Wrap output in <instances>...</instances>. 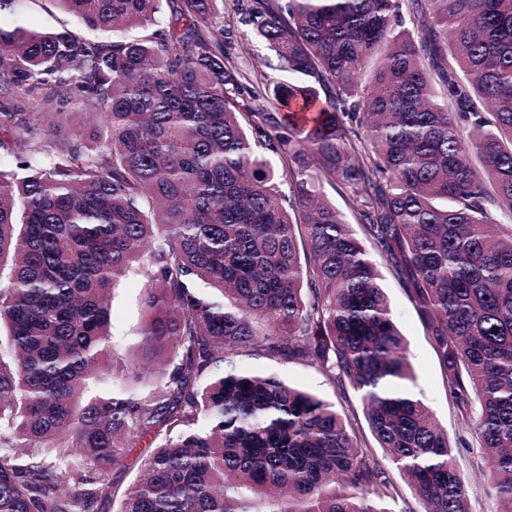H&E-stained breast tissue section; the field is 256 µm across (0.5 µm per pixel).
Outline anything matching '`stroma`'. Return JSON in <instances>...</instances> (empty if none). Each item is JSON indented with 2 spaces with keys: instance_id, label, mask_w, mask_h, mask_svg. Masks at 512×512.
<instances>
[{
  "instance_id": "stroma-1",
  "label": "stroma",
  "mask_w": 512,
  "mask_h": 512,
  "mask_svg": "<svg viewBox=\"0 0 512 512\" xmlns=\"http://www.w3.org/2000/svg\"><path fill=\"white\" fill-rule=\"evenodd\" d=\"M248 2L222 0L220 4L228 31L224 40V62L239 73L245 85L270 89L281 81L282 76L274 68L261 64L260 59L266 56L267 50L253 27L241 22L240 8ZM17 20L41 29L62 26L78 32L83 29L81 21L60 10L55 0H28ZM383 285L391 301L394 321L409 345L408 354L415 376L411 388L448 432L457 466L465 481L471 512H499L501 503L490 478L484 451L476 443L472 427L465 425L455 413L439 360L412 303L392 275H384ZM141 286L142 276L133 270L115 285L111 295L112 334L124 348L129 347L137 336L143 321ZM236 363L244 371L277 375L332 403L339 413L348 417L361 441L372 448L374 461L386 470L397 486L398 495L389 503L391 512H420L422 502L414 489L403 480L383 450L377 448L355 391L339 390L321 372L301 363L245 355L237 357Z\"/></svg>"
}]
</instances>
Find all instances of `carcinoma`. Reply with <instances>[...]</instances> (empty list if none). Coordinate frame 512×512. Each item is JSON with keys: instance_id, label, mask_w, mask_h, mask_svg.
Masks as SVG:
<instances>
[{"instance_id": "obj_1", "label": "carcinoma", "mask_w": 512, "mask_h": 512, "mask_svg": "<svg viewBox=\"0 0 512 512\" xmlns=\"http://www.w3.org/2000/svg\"><path fill=\"white\" fill-rule=\"evenodd\" d=\"M57 2L112 39L0 21V512H95L146 437L119 512H390L349 420L243 353L352 388L422 512H469L368 244L512 512V0H257L271 91L224 63L219 0ZM141 287L142 275L138 269H134L115 285L111 294L112 336L121 345L122 355L129 358H132L129 345L137 336L143 321ZM154 447L155 443L152 442V438L148 437L139 442L135 448H130L122 461L112 469L111 480L121 490L132 486L139 480L144 464L154 452Z\"/></svg>"}]
</instances>
